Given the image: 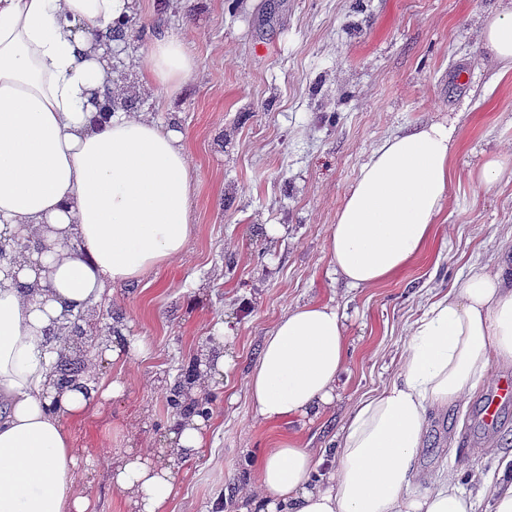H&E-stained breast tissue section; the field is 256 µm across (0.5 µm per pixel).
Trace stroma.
<instances>
[{
	"label": "stroma",
	"mask_w": 512,
	"mask_h": 512,
	"mask_svg": "<svg viewBox=\"0 0 512 512\" xmlns=\"http://www.w3.org/2000/svg\"><path fill=\"white\" fill-rule=\"evenodd\" d=\"M500 0H133L115 63L135 83L137 111L183 135L195 179V240L180 259L132 286H112L92 321L144 339L145 354L99 357L96 377L124 394L68 420L76 472L94 512H127L107 464L127 447H167L177 412L167 396L182 366L212 349L231 375L211 372L203 398L207 444L176 463L168 512H244V490L266 448L292 438L335 448L349 409L395 375L411 324L435 293L471 267L495 269L512 234V167L492 185L473 173L512 154V72L499 75L478 31ZM162 30L183 34L194 68L177 91L146 88L133 61ZM458 119L461 143L446 211L426 254L396 278L347 289L331 272L327 239L344 197L387 137ZM336 299L345 314L348 371L333 410L305 422L256 420L245 379L289 307ZM512 364L464 405L430 418L419 486L466 461L496 472L512 456V403L494 427L486 399Z\"/></svg>",
	"instance_id": "stroma-1"
}]
</instances>
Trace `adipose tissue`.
Masks as SVG:
<instances>
[{"label": "adipose tissue", "instance_id": "1", "mask_svg": "<svg viewBox=\"0 0 512 512\" xmlns=\"http://www.w3.org/2000/svg\"><path fill=\"white\" fill-rule=\"evenodd\" d=\"M131 0H0V240H31L0 263V512H92L76 485L79 454L64 425L95 399L120 395L115 378L91 391L59 387L67 336L50 328L89 316L106 285L141 281L184 253L195 231L189 156L177 131L149 114L116 111L94 123L107 83L112 28ZM491 59L512 70V0L482 23ZM140 65L154 86L176 89L193 68L184 40L156 36ZM456 123L391 136L351 186L327 250L351 288L394 278L424 254L451 188ZM337 303L289 308L247 377L257 420L305 419L333 406L346 370ZM497 363L512 364V266L470 268L429 301L410 329L396 375L357 404L341 428L331 472L290 439L258 461L251 512H512V465L476 492L443 470L415 483L430 416L466 401ZM206 421L180 418L175 458L205 445ZM173 461L131 448L109 463L129 512H167Z\"/></svg>", "mask_w": 512, "mask_h": 512}]
</instances>
